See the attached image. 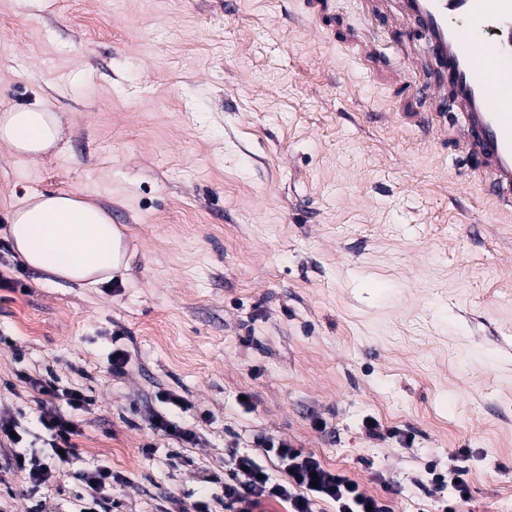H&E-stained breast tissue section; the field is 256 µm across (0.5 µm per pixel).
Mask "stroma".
<instances>
[{"mask_svg": "<svg viewBox=\"0 0 512 512\" xmlns=\"http://www.w3.org/2000/svg\"><path fill=\"white\" fill-rule=\"evenodd\" d=\"M321 1L0 0V112L63 129L34 160L0 145V275L32 194L94 202L130 258L96 288H0L19 451L47 450L31 379L94 401L37 492L0 448V512H79L100 465L106 512H228L233 453L285 478L264 437L398 486L394 512H438L457 467L465 512H512V212L466 169L458 108L424 128L438 78L401 0ZM150 426L157 432L176 437L181 441L191 442L196 436L192 429L182 426L177 421L162 414H157L151 418ZM84 484L88 491L87 496L83 499V506L80 512H105L103 504L110 499L107 494L112 490V482L118 480V476L112 474V470L106 466H98L97 468L82 473L78 479Z\"/></svg>", "mask_w": 512, "mask_h": 512, "instance_id": "1", "label": "stroma"}]
</instances>
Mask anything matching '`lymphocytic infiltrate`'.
I'll return each mask as SVG.
<instances>
[{"label":"lymphocytic infiltrate","mask_w":512,"mask_h":512,"mask_svg":"<svg viewBox=\"0 0 512 512\" xmlns=\"http://www.w3.org/2000/svg\"><path fill=\"white\" fill-rule=\"evenodd\" d=\"M31 385L42 397L39 421L49 435L50 452L11 456L10 466L24 472L36 488L50 482L57 467L75 453V439L82 434L79 415L88 411L91 401L84 393H62L37 379ZM61 400L71 408V415L59 412L57 403ZM262 445L288 469L287 483H271L251 456L242 455L236 459L233 477L224 483L225 499L248 506L267 499L280 500L287 503L289 512H319L323 502L334 504L337 512H391L386 500L368 493L348 476L324 467L314 455L274 438L264 439Z\"/></svg>","instance_id":"f902f5d3"}]
</instances>
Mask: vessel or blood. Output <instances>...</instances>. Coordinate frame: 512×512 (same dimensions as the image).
I'll return each mask as SVG.
<instances>
[{"label":"vessel or blood","mask_w":512,"mask_h":512,"mask_svg":"<svg viewBox=\"0 0 512 512\" xmlns=\"http://www.w3.org/2000/svg\"><path fill=\"white\" fill-rule=\"evenodd\" d=\"M465 116L473 176L512 207V0H406Z\"/></svg>","instance_id":"vessel-or-blood-1"}]
</instances>
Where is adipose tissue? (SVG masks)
Masks as SVG:
<instances>
[{"mask_svg":"<svg viewBox=\"0 0 512 512\" xmlns=\"http://www.w3.org/2000/svg\"><path fill=\"white\" fill-rule=\"evenodd\" d=\"M62 125L44 105L0 113V145L36 158L59 141ZM9 234L25 263L58 279L85 287L127 267L125 237L108 213L76 193L23 199L14 207Z\"/></svg>","mask_w":512,"mask_h":512,"instance_id":"ef3b65f1","label":"adipose tissue"}]
</instances>
